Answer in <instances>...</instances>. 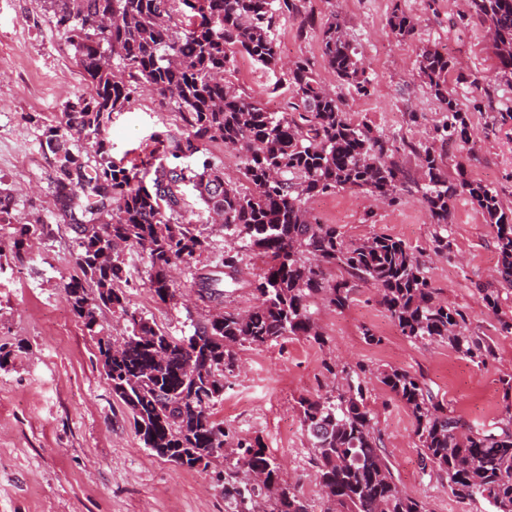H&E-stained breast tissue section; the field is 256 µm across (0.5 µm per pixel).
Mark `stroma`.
<instances>
[{"mask_svg": "<svg viewBox=\"0 0 512 512\" xmlns=\"http://www.w3.org/2000/svg\"><path fill=\"white\" fill-rule=\"evenodd\" d=\"M401 5L415 22L399 39L387 18ZM299 15L279 19L272 35L285 60H309L316 77L342 99L356 124L389 137L410 175L399 204L359 191L311 198L307 207L346 238L385 233L409 244L442 302L467 313L476 335L490 337L494 358L480 368L447 345L408 341L378 302L376 289L356 287L341 311L315 303L311 310L328 338L325 347L289 336L238 351V368L213 408L217 420L244 436L260 437L283 465L285 479L299 481L308 512H326L316 484L298 401L316 395L327 361L363 363L372 370L403 369L423 375L449 411L470 427L496 430L512 408L504 382L512 377V334L498 330L512 318V288L503 289L498 311L486 308L485 289L498 286L493 229L467 196L455 201L448 225L447 256L435 255L430 224L417 187L413 148L431 141L443 112L423 84L417 59L424 47L447 52L448 76L467 112L472 139L444 150L446 170L464 165L469 179L496 189L512 208V73L502 69L487 30L462 0H300ZM347 22L369 82V95L341 83L321 57L319 26L330 11ZM64 35L40 0H0V190L10 193L14 215L38 218L52 228L32 253L11 252L15 227L0 224V512H228L224 489L212 471L189 470L143 447L126 406L103 372L97 340L83 329L64 285L75 267L79 234L64 221L56 173L41 146L33 115H60L66 102L87 93ZM238 94L282 110L286 90L276 74L236 55L227 75ZM180 119L157 96L137 88L109 129L114 161L140 164L156 135L180 133ZM128 278L122 288L131 308L170 335L190 330L209 309L198 301L188 270L174 280L182 298L160 302L146 284L147 258L137 248L123 254ZM378 336L366 343L362 328ZM368 405L397 482L427 504L429 512H491L481 499L458 503L444 481L422 469L410 411L379 382L369 385Z\"/></svg>", "mask_w": 512, "mask_h": 512, "instance_id": "35a3bbf8", "label": "stroma"}]
</instances>
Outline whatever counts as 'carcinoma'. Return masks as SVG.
<instances>
[{"label": "carcinoma", "instance_id": "carcinoma-1", "mask_svg": "<svg viewBox=\"0 0 512 512\" xmlns=\"http://www.w3.org/2000/svg\"><path fill=\"white\" fill-rule=\"evenodd\" d=\"M186 2L43 0L91 87L90 95L64 105L61 120L33 117L44 127L64 215L80 229L76 270L64 290L84 329L97 337L106 379L130 411L143 447L179 466L206 470L228 446L231 453L215 479L224 485L230 512H308L301 487L282 477L260 437L241 436L213 418L211 409L237 368V349L286 336L324 346L311 305L320 300L342 311L359 281L377 288L379 304L408 341L446 344L479 367L494 351L473 335L463 311L437 300L410 245L384 233L349 240L309 212L310 198L340 190L397 204L409 174L388 137L348 119L308 60L283 63L271 28L277 17L299 13L296 0H196L192 8ZM467 6L486 25L502 68L512 70V0H467ZM387 25L401 39L416 27L398 8ZM345 29V19L330 12L322 23L321 56L340 82L365 95L369 82ZM238 54L282 72L290 92L283 111L270 112L226 84L224 73ZM450 69L448 54L437 47L419 55L420 77L445 112L433 143L416 149L422 200L436 226L434 253L448 255L451 208L466 195L493 227L497 276L512 287V209L504 208L497 190L466 178L461 167L448 178L439 150L471 138L467 113L448 90ZM137 84L174 105L182 122L181 134L161 140L165 158L143 171L112 161L107 140L112 115L126 108ZM74 139L93 148L92 169L81 150L66 146ZM213 142L239 155L247 186L226 182L223 169L208 159L200 166L189 162ZM74 183L91 202H76ZM188 189L233 242L219 268L195 269L199 299L221 304L222 287L239 285L248 252L264 258L265 267L248 283L254 296L248 310L219 311L176 338L130 309L121 288L123 248L146 253L150 290L163 302H176L169 271L210 247L190 218ZM103 213L109 219L101 223ZM0 223L15 225L17 256L47 229L18 220L1 190ZM106 310L126 323L119 347L110 345L100 323ZM324 368L332 385L299 405L327 512H428L394 478L367 403L369 369L328 362ZM376 379L411 412L423 460L454 497L484 499L495 512H512V416L497 434L466 429L423 376L390 369Z\"/></svg>", "mask_w": 512, "mask_h": 512}]
</instances>
